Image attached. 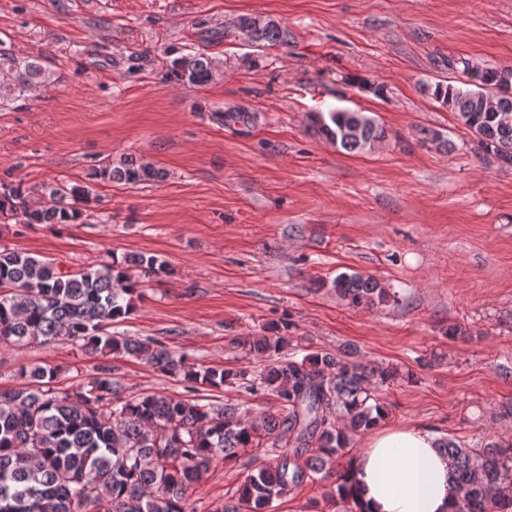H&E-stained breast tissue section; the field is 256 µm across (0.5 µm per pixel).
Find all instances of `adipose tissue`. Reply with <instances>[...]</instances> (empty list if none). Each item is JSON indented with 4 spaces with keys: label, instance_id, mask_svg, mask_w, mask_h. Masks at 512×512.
Segmentation results:
<instances>
[{
    "label": "adipose tissue",
    "instance_id": "ef3b65f1",
    "mask_svg": "<svg viewBox=\"0 0 512 512\" xmlns=\"http://www.w3.org/2000/svg\"><path fill=\"white\" fill-rule=\"evenodd\" d=\"M352 485L364 512H451L452 464L434 433L383 427L355 458Z\"/></svg>",
    "mask_w": 512,
    "mask_h": 512
}]
</instances>
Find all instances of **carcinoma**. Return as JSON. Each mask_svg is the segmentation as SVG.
Listing matches in <instances>:
<instances>
[{
    "mask_svg": "<svg viewBox=\"0 0 512 512\" xmlns=\"http://www.w3.org/2000/svg\"><path fill=\"white\" fill-rule=\"evenodd\" d=\"M238 27L254 43L288 44L276 22L243 16ZM466 87L450 80L428 88L432 98L469 129L478 146L512 167V69L481 67L460 60ZM0 105L14 93L44 86L49 71L37 58L19 59L0 42ZM214 77L212 60L200 52L170 60L165 79L192 86ZM226 125H247L249 112L237 106L215 113ZM317 131L346 151H359L387 137V129L360 112H315ZM162 177L150 162L133 158L93 166L91 182L144 184ZM23 183L0 187V214L20 224H83L89 186L65 180L42 187L44 204L34 208ZM154 255H113L71 272L54 260L0 248V343L22 347L67 341L101 359L86 382L61 390L57 371L23 366L24 383L0 389V512H193L189 498L216 460L231 462L263 443L278 452L275 462L255 468L237 489L236 501L215 512H270L275 499L307 481L335 477L336 500L344 512H361L349 485L351 463L335 467L336 455L353 435L387 416L373 384L395 372L376 364H355L330 352L301 358L288 352L286 321L265 326V334L241 344L245 354L264 359L254 370L197 369L155 339L111 331L133 311L132 294L141 279L164 271ZM336 295L354 308H377L391 293L371 276L341 273ZM132 357L189 388H239L266 392L276 410L252 416L242 403L175 400L163 393L124 397L110 358ZM315 447L308 456V448ZM439 447L452 460L456 498L452 512H512V442L466 448L450 439Z\"/></svg>",
    "mask_w": 512,
    "mask_h": 512,
    "instance_id": "cac0c4a2",
    "label": "carcinoma"
}]
</instances>
